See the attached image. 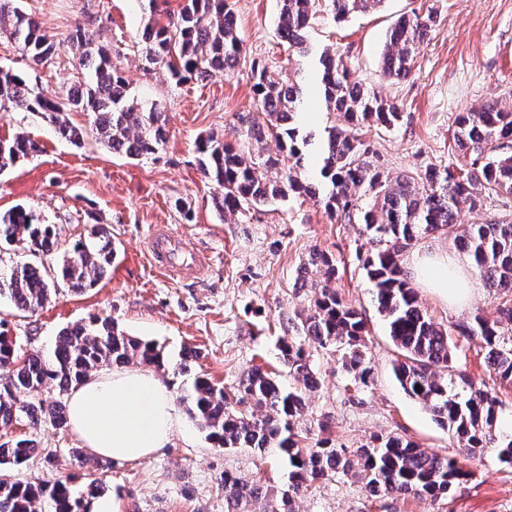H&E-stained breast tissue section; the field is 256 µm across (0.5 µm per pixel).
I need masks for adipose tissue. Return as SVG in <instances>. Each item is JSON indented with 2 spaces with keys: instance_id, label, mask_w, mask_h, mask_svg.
I'll return each instance as SVG.
<instances>
[{
  "instance_id": "1",
  "label": "adipose tissue",
  "mask_w": 512,
  "mask_h": 512,
  "mask_svg": "<svg viewBox=\"0 0 512 512\" xmlns=\"http://www.w3.org/2000/svg\"><path fill=\"white\" fill-rule=\"evenodd\" d=\"M411 272L420 286L452 304L467 302L480 287L456 253L424 257ZM67 408L69 424L84 447L115 461L149 457L179 429L171 389L147 371L112 369L91 374L73 386Z\"/></svg>"
}]
</instances>
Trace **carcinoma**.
<instances>
[{"label":"carcinoma","instance_id":"carcinoma-1","mask_svg":"<svg viewBox=\"0 0 512 512\" xmlns=\"http://www.w3.org/2000/svg\"><path fill=\"white\" fill-rule=\"evenodd\" d=\"M18 2L0 0V34L12 40L32 64L52 62L60 47ZM316 2L280 0L278 17L281 38L309 61L312 78L308 83L300 68L283 84L268 76L263 62L247 60L226 0H183L177 17L165 23L149 17L141 35L144 60L150 68L165 69L176 85L192 77L230 76L239 67L249 66L258 109L255 115L240 118L239 141L233 144L209 134L198 144L204 177L221 189L217 210L222 215L243 214L292 196H307L330 216L364 225L371 248L362 268L399 350L393 372L400 386L448 429L465 457L475 459L485 449L496 448L500 461L512 465V437L497 428L496 389L475 384L455 360V337L477 340L494 381L512 388V338L500 330L502 320L512 321V213L495 215L483 224L457 223L464 208L480 210L496 198L512 197V109L493 101L458 114L453 140L469 155V167L429 162L413 171L390 174L363 138V130L374 125L393 128L402 112L396 103L353 79L336 53L308 41L306 32ZM382 3L331 0L333 17L340 21ZM429 30L430 19L417 14L403 16L391 27L382 52L385 78L402 81L411 75ZM70 48L77 57L76 82L67 94L53 95L1 69L0 110L14 108L38 115L76 146L85 132L67 113L82 112L90 117L97 143L110 152L138 160L156 158L167 137L164 112L130 93L128 83L112 67L111 51L94 44L87 29L76 27ZM312 88L326 111L340 119V124L324 127L313 174L307 171L304 158L314 135L299 121ZM264 138L274 139L280 150L295 159L288 170L280 168L277 155L263 158L253 153L252 143ZM40 151L39 143L24 132L0 138V172ZM434 232L448 236L468 253L474 270L500 296L498 318L477 313L448 329L421 310L402 257L423 235ZM0 239L47 258L54 254L55 225L35 224L26 210L17 208L0 218ZM114 257L112 237L96 229L74 244L54 272L42 263L24 262L0 276V297L33 315L62 284L73 292L95 286ZM308 264L321 273L322 280L311 284L317 292L301 319L305 341L283 338L279 346L288 372L302 381L303 388L287 390L273 373L259 367L242 374L231 393L198 375L183 396L190 417L217 448H247L262 458L275 452L287 465L288 490L275 507L266 506L263 512H294L295 496L338 472L357 476L374 498L449 495L466 471L455 457L429 455L411 440L373 436L351 451L336 446L329 437L318 439L311 448L301 445L302 435L294 422L305 409L303 390L318 387L306 346L336 347L342 367L364 385L372 371L364 318L331 288L336 261L316 250ZM131 362L161 369L164 352L155 341L127 334L110 318L92 317L60 329L48 359L38 352H19L13 338L0 331V372L7 376L0 387V428L9 429L21 420L33 430L47 421L64 427L67 405L38 398L43 387L53 386L66 395L98 368ZM38 453V443L26 436L0 443V512H38L43 504L48 512H91L94 500L104 492L95 478L77 496L67 477L37 484L11 479L8 469ZM221 481L224 512H253L256 505L273 499L267 486L245 481L231 471H224Z\"/></svg>","mask_w":512,"mask_h":512}]
</instances>
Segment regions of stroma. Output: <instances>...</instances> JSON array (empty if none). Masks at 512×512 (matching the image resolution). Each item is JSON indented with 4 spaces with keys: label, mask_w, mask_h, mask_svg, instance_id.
I'll use <instances>...</instances> for the list:
<instances>
[{
    "label": "stroma",
    "mask_w": 512,
    "mask_h": 512,
    "mask_svg": "<svg viewBox=\"0 0 512 512\" xmlns=\"http://www.w3.org/2000/svg\"><path fill=\"white\" fill-rule=\"evenodd\" d=\"M248 57L266 62L268 74L287 79L299 59L278 34L279 0H227ZM182 0H20L43 33L60 47L55 62L32 65L8 37H0V69L31 84L65 93L75 70L68 37L76 25L89 28L96 43L123 45L113 64L133 94L158 103L167 117L168 136L159 159L133 160L112 155L86 137L82 146L59 138L49 123L27 112L0 111V138L27 132L41 151L0 172V217L24 207L36 222L56 225L58 254L87 238L94 225L112 237L116 258L107 276L80 293L63 289L51 295L35 315L16 311L0 298V325L22 348L50 355L58 331L90 317H108L132 335L156 341L166 357L160 377L174 398H181L194 376L232 389L241 375L259 367L276 373L284 387L298 386L282 362L281 338L296 336L288 324L309 309L313 288L301 271L313 250L335 259L331 286L367 323V355L373 380L360 384L342 368L334 349H314L309 367L319 380L306 392V408L297 425L317 439L327 423L336 445L353 449L370 437L399 436L432 455L460 451L417 401L396 381L392 364L398 350L378 313L372 288L358 260L369 247L363 225L330 217L313 200L291 198L243 215L220 216L215 187L202 175L196 142L215 133L234 140L238 119L257 102L247 68L234 75L191 79L176 85L161 70H146L138 46L149 15L166 18ZM433 18L421 43L411 76L383 78L381 55L391 26L411 13ZM312 44L333 48L361 82L395 101L403 114L392 130H366L365 139L383 155L391 174L433 162L462 165L453 146L454 119L460 112L496 100L512 107V0H383L372 12L335 21L318 12L308 30ZM167 225L210 260L186 279L157 276L145 254L154 225ZM423 311L449 327L475 311L495 315L499 299L481 288L462 308L449 306L423 288L416 291ZM200 351L189 372L179 367L183 346ZM31 435L41 453L12 473L39 483L59 476L80 491L86 479H100L116 512H224L220 477L232 471L272 489L283 487L287 471L277 456L258 457L247 449L213 447L190 416L166 448L149 458L116 462L87 454L72 464L70 449L81 442L71 427L22 423L0 429V443ZM467 480L447 498L370 497L361 481L341 473L316 483L295 501L296 512H512V466L495 449L481 459L463 460Z\"/></svg>",
    "instance_id": "35a3bbf8"
}]
</instances>
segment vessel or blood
Masks as SVG:
<instances>
[{
  "label": "vessel or blood",
  "mask_w": 512,
  "mask_h": 512,
  "mask_svg": "<svg viewBox=\"0 0 512 512\" xmlns=\"http://www.w3.org/2000/svg\"><path fill=\"white\" fill-rule=\"evenodd\" d=\"M147 256L158 273L174 279L196 274L207 262L204 253L188 248L180 237L163 226L150 233Z\"/></svg>",
  "instance_id": "vessel-or-blood-1"
}]
</instances>
